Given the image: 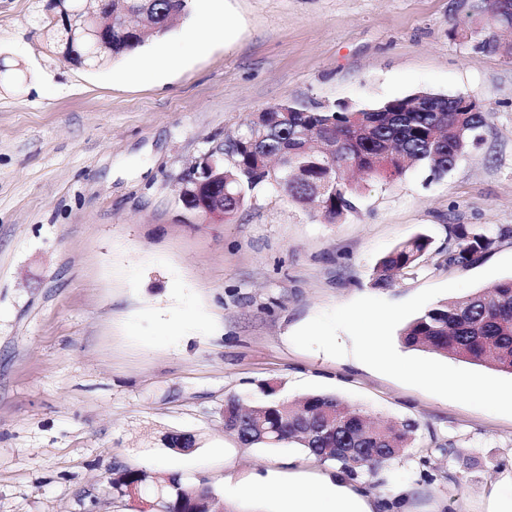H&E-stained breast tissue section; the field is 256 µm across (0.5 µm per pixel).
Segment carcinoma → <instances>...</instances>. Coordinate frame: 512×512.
<instances>
[{"label": "carcinoma", "mask_w": 512, "mask_h": 512, "mask_svg": "<svg viewBox=\"0 0 512 512\" xmlns=\"http://www.w3.org/2000/svg\"><path fill=\"white\" fill-rule=\"evenodd\" d=\"M191 0H143L139 8L147 11L146 33H139L122 21L130 0H112V28L107 39L112 49L98 38L82 37L71 52L89 68H101L112 60L134 52L146 42L168 33L190 12ZM48 50L62 52L60 36L53 18H42ZM484 52L499 53L498 45L485 40L471 28L461 33ZM388 112L339 109L315 112H290L288 100L268 118L264 144L271 150L288 147L291 179L288 197L318 212L329 224L343 219L356 209L364 185L346 178L356 168L369 178L394 181L412 167L425 169L432 178L448 174L456 161L478 145L491 112L476 106L474 112H460L457 106L428 98L420 101L413 94L388 101ZM310 126L327 143L336 145L328 154L320 144L304 146L296 140L299 127ZM280 183L271 171L257 165L255 153L245 148L234 162L224 166V220L232 219L257 187ZM446 263L467 268L476 264L512 230L494 235L466 224L448 228ZM431 239L416 235L395 247L378 263L374 286L389 288L412 276L428 253ZM403 344L428 347L437 353L488 363L512 373V277L479 289L461 299L441 302L412 320L401 332ZM254 423L262 424L266 447L293 445L303 453L323 457L347 475L378 474L387 464L410 447L416 425L406 421L387 426H371L364 415L333 395L314 394L293 405L264 390V398L245 411L236 397L224 401V428L233 437L248 433ZM161 441L168 448L186 451L199 445V438L187 432H165ZM112 494L127 497L131 484L154 503L157 512H211L213 497L209 488L192 486L167 474L144 469L117 468L108 479Z\"/></svg>", "instance_id": "carcinoma-1"}]
</instances>
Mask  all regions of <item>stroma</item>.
Returning <instances> with one entry per match:
<instances>
[{
    "instance_id": "obj_1",
    "label": "stroma",
    "mask_w": 512,
    "mask_h": 512,
    "mask_svg": "<svg viewBox=\"0 0 512 512\" xmlns=\"http://www.w3.org/2000/svg\"><path fill=\"white\" fill-rule=\"evenodd\" d=\"M230 37L196 53L207 10L99 69L51 55L40 0H0V512H139L113 469H176L210 488L274 470L261 512L331 463L225 435L224 401L333 395L375 421L416 422L378 477L351 479L407 512H512V417L429 394L353 356L297 348L293 332L363 296L399 303L512 256V236L468 268L447 265L448 227L512 228V58L455 36L460 0H223ZM178 59L151 70L155 57ZM425 91L492 114L448 175L411 169L367 182L329 224L271 187L232 221L183 208L177 178L239 125L283 99L355 108ZM424 233L416 274L374 287L378 261ZM197 434L190 452L163 433ZM434 464L423 470L422 449Z\"/></svg>"
}]
</instances>
